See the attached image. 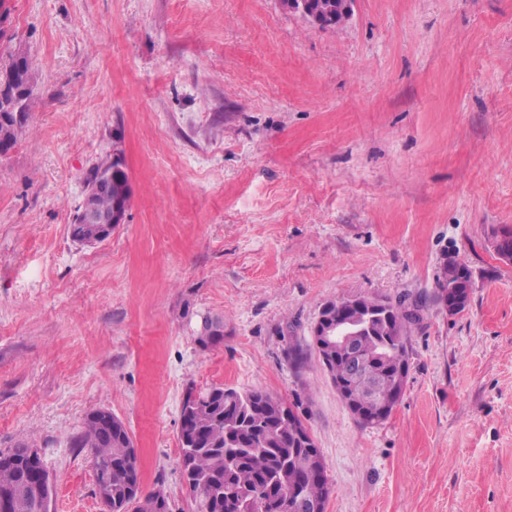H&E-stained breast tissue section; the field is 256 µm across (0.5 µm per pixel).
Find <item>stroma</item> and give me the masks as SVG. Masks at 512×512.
<instances>
[{
	"mask_svg": "<svg viewBox=\"0 0 512 512\" xmlns=\"http://www.w3.org/2000/svg\"><path fill=\"white\" fill-rule=\"evenodd\" d=\"M37 104L0 157V450L27 442L52 512H100L106 408L144 490L193 512L187 389L301 415L326 512H512V0H357L323 30L280 0H7ZM132 185L106 243L67 233L114 143ZM474 288L432 296L446 260ZM425 300L389 418L363 426L311 349L330 300ZM224 322L205 346L197 324ZM306 349L295 365L288 347ZM453 262L465 275H471V270L467 265L458 264L455 260ZM453 269L452 263L449 261L444 263L438 277L444 291L439 288L436 289L439 304L451 315L462 311L466 307L473 288L472 276L465 279L460 276V272L448 273V270L453 271Z\"/></svg>",
	"mask_w": 512,
	"mask_h": 512,
	"instance_id": "35a3bbf8",
	"label": "stroma"
}]
</instances>
